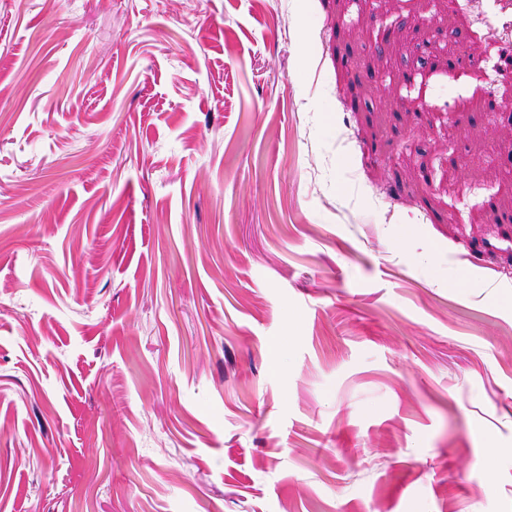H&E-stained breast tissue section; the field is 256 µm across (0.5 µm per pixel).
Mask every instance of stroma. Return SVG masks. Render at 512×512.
Wrapping results in <instances>:
<instances>
[{
  "instance_id": "1",
  "label": "stroma",
  "mask_w": 512,
  "mask_h": 512,
  "mask_svg": "<svg viewBox=\"0 0 512 512\" xmlns=\"http://www.w3.org/2000/svg\"><path fill=\"white\" fill-rule=\"evenodd\" d=\"M509 45L0 0V512H512Z\"/></svg>"
}]
</instances>
